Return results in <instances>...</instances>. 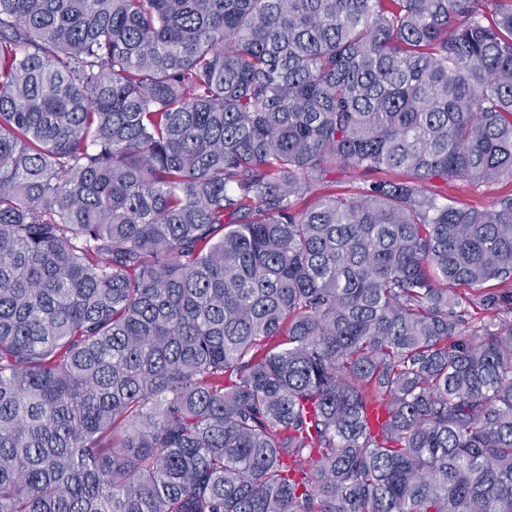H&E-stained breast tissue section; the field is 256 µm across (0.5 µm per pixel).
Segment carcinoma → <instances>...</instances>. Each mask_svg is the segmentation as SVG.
Returning a JSON list of instances; mask_svg holds the SVG:
<instances>
[{
  "mask_svg": "<svg viewBox=\"0 0 512 512\" xmlns=\"http://www.w3.org/2000/svg\"><path fill=\"white\" fill-rule=\"evenodd\" d=\"M450 180L512 182V0H0V512H512Z\"/></svg>",
  "mask_w": 512,
  "mask_h": 512,
  "instance_id": "1",
  "label": "carcinoma"
}]
</instances>
